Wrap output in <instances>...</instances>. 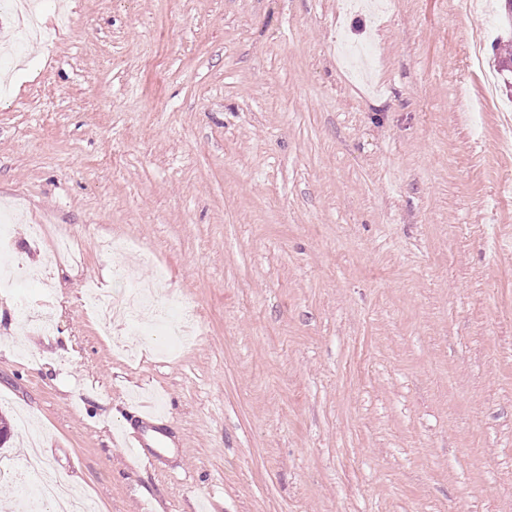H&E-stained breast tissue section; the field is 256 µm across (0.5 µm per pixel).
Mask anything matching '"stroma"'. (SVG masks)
Listing matches in <instances>:
<instances>
[{
    "label": "stroma",
    "instance_id": "stroma-1",
    "mask_svg": "<svg viewBox=\"0 0 512 512\" xmlns=\"http://www.w3.org/2000/svg\"><path fill=\"white\" fill-rule=\"evenodd\" d=\"M359 2L41 0L0 69V469L26 419L100 512H512L503 28L492 0ZM136 247L198 313L177 351L84 306ZM140 407L153 468L114 434Z\"/></svg>",
    "mask_w": 512,
    "mask_h": 512
}]
</instances>
